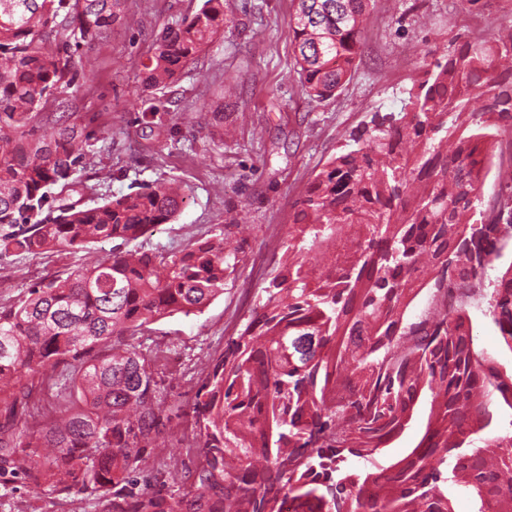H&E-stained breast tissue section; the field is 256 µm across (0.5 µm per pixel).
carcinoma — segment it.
<instances>
[{
	"instance_id": "1",
	"label": "carcinoma",
	"mask_w": 512,
	"mask_h": 512,
	"mask_svg": "<svg viewBox=\"0 0 512 512\" xmlns=\"http://www.w3.org/2000/svg\"><path fill=\"white\" fill-rule=\"evenodd\" d=\"M126 0H0V254L112 240L67 277H44L0 307V474L96 497V512H512V372L475 346L463 303L512 247V194L478 211L512 125V31L423 62L397 113L349 135L294 203L266 297L212 359L184 415L195 470L168 495L143 477L166 450L154 359L136 336L200 312L224 293L236 252L224 234L174 253L122 249L174 220L181 186L156 182L85 207L64 193L82 163L75 132L37 134L31 114L124 17ZM288 34L300 85L320 103L355 65L370 0H293ZM230 18L204 0L163 28L142 63L146 89L178 80ZM61 186L58 205L51 189ZM436 304L417 320L422 291ZM488 317L512 353V263L493 282ZM73 367L71 391L42 429L20 430L23 380ZM419 443L383 466L419 403Z\"/></svg>"
}]
</instances>
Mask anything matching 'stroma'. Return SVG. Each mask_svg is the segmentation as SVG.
Returning a JSON list of instances; mask_svg holds the SVG:
<instances>
[{"mask_svg": "<svg viewBox=\"0 0 512 512\" xmlns=\"http://www.w3.org/2000/svg\"><path fill=\"white\" fill-rule=\"evenodd\" d=\"M203 0H128L126 18L90 52L92 69L50 95L32 118L40 133L73 127L85 156L76 174L87 207L165 179L182 182L177 219L134 241L137 249L176 252L189 241L224 233L238 252L224 292L203 312L176 314L139 335L143 350L161 349L156 373L182 438L179 407L201 371L235 335L262 296L273 259L284 251L294 202L345 136L375 112H396L421 80L428 52L496 37L512 0H372L350 79L335 97L309 102L288 37L290 0H229L228 26L177 82L156 91L159 110H136L139 64L160 29L198 11ZM112 248L0 255V306L24 296L44 276H66ZM70 371L48 370L26 382L20 428L37 429L68 394ZM0 512H95L82 492L67 496L16 479L0 484Z\"/></svg>", "mask_w": 512, "mask_h": 512, "instance_id": "1", "label": "stroma"}]
</instances>
